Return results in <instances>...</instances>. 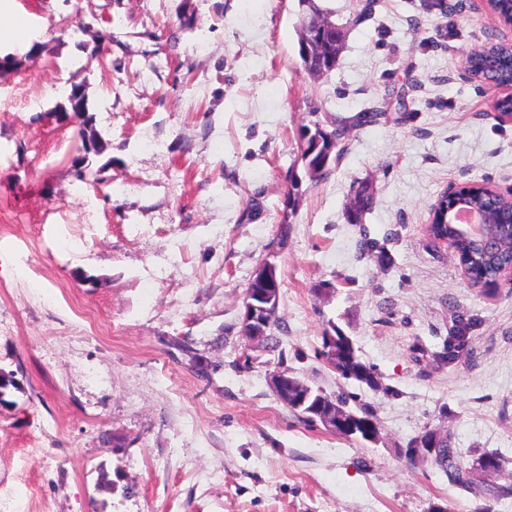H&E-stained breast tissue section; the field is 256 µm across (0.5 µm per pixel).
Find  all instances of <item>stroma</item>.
<instances>
[{"mask_svg":"<svg viewBox=\"0 0 512 512\" xmlns=\"http://www.w3.org/2000/svg\"><path fill=\"white\" fill-rule=\"evenodd\" d=\"M348 28L340 63L310 77L298 0H0V512H474L472 498L395 452L449 428L501 452L512 481V275L472 286L427 231L444 193L512 189V121L468 52L512 40L484 0H316ZM85 85L102 185L72 176L80 122L52 116ZM381 106L321 181L300 132ZM375 206L346 223L355 183ZM288 243L276 248L281 224ZM386 241L361 257V236ZM276 264L281 352L241 333L248 280ZM31 266L39 287L16 276ZM327 281L333 296L315 294ZM477 318L455 369L423 348L453 313ZM339 320L381 389L319 357ZM326 394L376 410L365 448L298 423L274 395L279 357Z\"/></svg>","mask_w":512,"mask_h":512,"instance_id":"35a3bbf8","label":"stroma"}]
</instances>
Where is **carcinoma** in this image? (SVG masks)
<instances>
[{"label": "carcinoma", "mask_w": 512, "mask_h": 512, "mask_svg": "<svg viewBox=\"0 0 512 512\" xmlns=\"http://www.w3.org/2000/svg\"><path fill=\"white\" fill-rule=\"evenodd\" d=\"M325 9L310 7L304 10L309 22L317 27V41L311 47V61L306 73L316 78L319 73L329 74L336 70L345 47L347 30L320 29L321 21L329 17ZM471 74L481 81L488 78L500 85L512 84V50L498 45L484 47L471 62ZM75 117L81 120L79 137L83 153L80 160L86 159L89 152L101 153L104 143L94 135H85V127L90 125L93 117L89 115L87 103H81ZM388 119L382 110L366 108L349 117H338L332 122V129L316 123L314 129L306 128L301 132V161L309 181L318 182L326 178L332 165L346 150V142L352 130L376 125ZM457 195L463 197L473 208L481 210L486 216L483 237L496 242V248L486 253L482 242L458 232L455 225L448 223V201L433 206L428 225L429 235L435 240H446L453 246L452 254L459 265L464 268L470 281L482 287L496 283L501 267L512 262V208L504 200L491 195L485 185L469 183L462 186ZM374 204L370 188L364 183L357 184L350 193L345 207V219L349 224H361L365 215ZM475 328V320L465 314H456L448 336L442 347L428 353L434 361L454 368L471 360L472 348L469 338ZM319 355L336 372L346 380L365 385L370 389L379 387L378 372L375 367L362 360L355 342L334 321H327L321 336ZM336 406L348 414H354L373 428L381 429L377 414L366 404L357 401L352 393L342 391L334 396ZM436 451L424 450L427 439L418 435L410 438L405 447L417 448L410 465L415 468H435L448 483V487L481 502L474 512H495V504L512 498V482L500 484V476L509 463V459L498 451H483L466 455L455 446L453 431L435 429ZM485 458L493 459V469L481 468Z\"/></svg>", "instance_id": "obj_1"}]
</instances>
